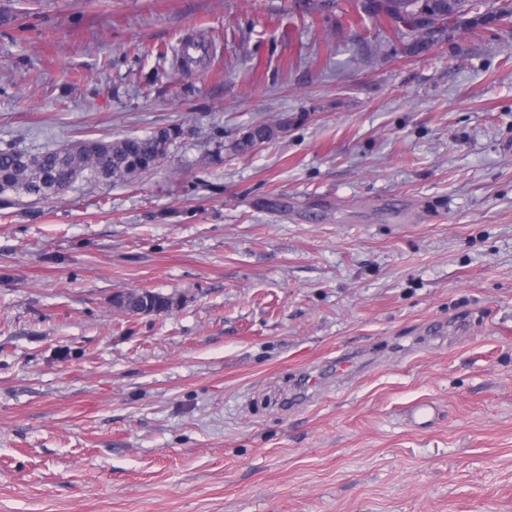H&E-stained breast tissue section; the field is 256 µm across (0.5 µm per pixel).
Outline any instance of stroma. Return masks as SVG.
<instances>
[{
	"instance_id": "obj_1",
	"label": "stroma",
	"mask_w": 512,
	"mask_h": 512,
	"mask_svg": "<svg viewBox=\"0 0 512 512\" xmlns=\"http://www.w3.org/2000/svg\"><path fill=\"white\" fill-rule=\"evenodd\" d=\"M350 6L0 0V149L184 129L0 203V512H512V26L412 54ZM276 134V126L265 123L255 125L237 142L236 149L240 153H247L256 146L272 140Z\"/></svg>"
}]
</instances>
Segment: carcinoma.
Wrapping results in <instances>:
<instances>
[{"label": "carcinoma", "mask_w": 512, "mask_h": 512, "mask_svg": "<svg viewBox=\"0 0 512 512\" xmlns=\"http://www.w3.org/2000/svg\"><path fill=\"white\" fill-rule=\"evenodd\" d=\"M488 7L487 15L493 17L503 11L512 15V0H352L355 15L362 19L385 21L413 50H423L433 43L434 31L423 32L417 25L416 16L428 12L438 16L443 24L455 23L466 27L475 21L471 17L480 7ZM179 125L155 130L144 137H124L112 141L87 137L61 149H52L29 155L30 164H25V155L13 149H0V201L9 196H29L32 188L47 195L58 178L73 174L87 182H127L134 177L163 165L171 149L182 137ZM277 127L270 124L255 125L237 142L236 149L247 153L258 145L272 140ZM132 298L143 302L145 297L158 304L156 313L171 310L174 297L160 292L132 291Z\"/></svg>", "instance_id": "1"}]
</instances>
